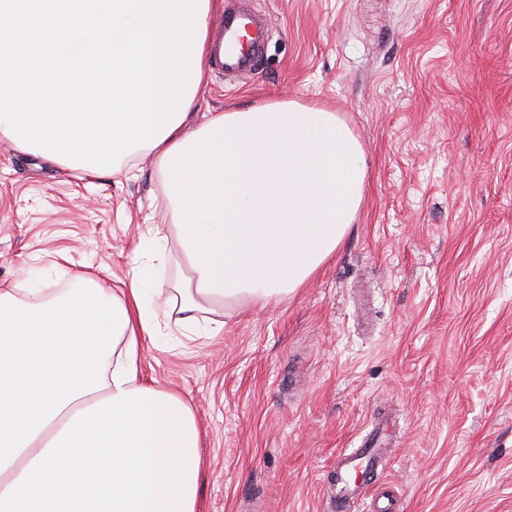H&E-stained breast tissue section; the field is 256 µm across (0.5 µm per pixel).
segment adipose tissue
Instances as JSON below:
<instances>
[{
	"label": "adipose tissue",
	"mask_w": 512,
	"mask_h": 512,
	"mask_svg": "<svg viewBox=\"0 0 512 512\" xmlns=\"http://www.w3.org/2000/svg\"><path fill=\"white\" fill-rule=\"evenodd\" d=\"M187 274L167 313L219 335L224 311L297 291L340 246L363 202L364 149L336 112L294 100L186 110L149 151ZM70 288L0 287V512H199L201 430L189 402L146 381L160 325L134 267L125 288L63 270Z\"/></svg>",
	"instance_id": "ef3b65f1"
}]
</instances>
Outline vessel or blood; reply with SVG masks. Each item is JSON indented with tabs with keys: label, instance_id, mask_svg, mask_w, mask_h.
Returning a JSON list of instances; mask_svg holds the SVG:
<instances>
[{
	"label": "vessel or blood",
	"instance_id": "vessel-or-blood-1",
	"mask_svg": "<svg viewBox=\"0 0 512 512\" xmlns=\"http://www.w3.org/2000/svg\"><path fill=\"white\" fill-rule=\"evenodd\" d=\"M271 32V21L254 11L249 0H227L224 17L212 38L214 72L231 76L252 72ZM387 430L386 418H378L357 447L338 454L337 483L329 492L330 512H355L363 502L367 494L364 473L392 458Z\"/></svg>",
	"mask_w": 512,
	"mask_h": 512
}]
</instances>
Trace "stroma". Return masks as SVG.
Instances as JSON below:
<instances>
[{
	"label": "stroma",
	"instance_id": "stroma-1",
	"mask_svg": "<svg viewBox=\"0 0 512 512\" xmlns=\"http://www.w3.org/2000/svg\"><path fill=\"white\" fill-rule=\"evenodd\" d=\"M257 73L208 75L203 112L295 100L339 113L367 182L336 253L287 300L162 325L147 380L190 402L201 512H325L339 452L375 416L398 439L401 512H512V0H253ZM152 161L99 175L0 136V285L117 289L144 224L167 223Z\"/></svg>",
	"mask_w": 512,
	"mask_h": 512
}]
</instances>
